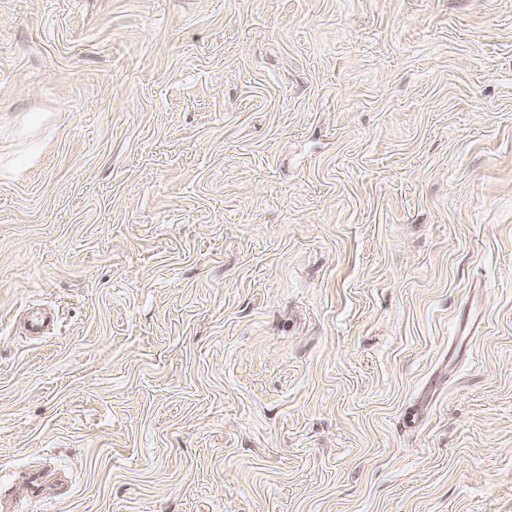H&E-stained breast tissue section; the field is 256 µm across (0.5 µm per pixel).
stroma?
I'll return each instance as SVG.
<instances>
[{
  "mask_svg": "<svg viewBox=\"0 0 512 512\" xmlns=\"http://www.w3.org/2000/svg\"><path fill=\"white\" fill-rule=\"evenodd\" d=\"M0 512H512V0H0ZM54 325V315L44 307L32 308L24 319L26 335L35 339L46 336ZM483 321V313L477 307H466L457 320L456 336L448 351V363L451 365L460 356L464 355L475 336L479 325Z\"/></svg>",
  "mask_w": 512,
  "mask_h": 512,
  "instance_id": "1",
  "label": "stroma"
}]
</instances>
